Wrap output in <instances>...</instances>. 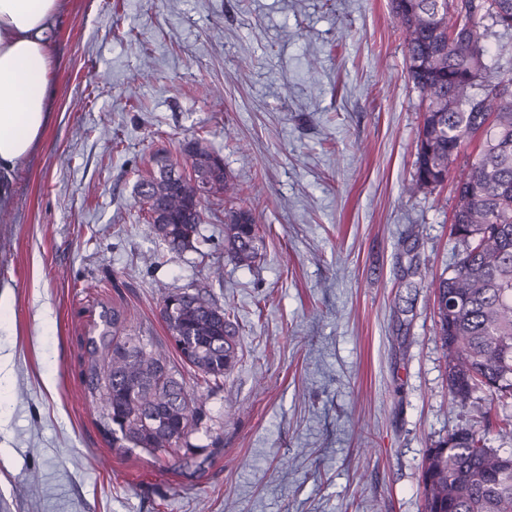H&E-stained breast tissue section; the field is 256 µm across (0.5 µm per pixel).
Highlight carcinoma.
Wrapping results in <instances>:
<instances>
[{
	"label": "carcinoma",
	"mask_w": 512,
	"mask_h": 512,
	"mask_svg": "<svg viewBox=\"0 0 512 512\" xmlns=\"http://www.w3.org/2000/svg\"><path fill=\"white\" fill-rule=\"evenodd\" d=\"M409 80L419 92L423 120L416 141L413 194L433 191L459 162L450 236L457 259L436 283L437 334L446 351L448 393L470 423L429 450L423 468L425 512H512V454L488 446L495 428L512 433V70L487 63L485 38L512 32V0H391ZM478 151L465 153L473 137ZM175 185L166 195L141 192L144 204L167 212L154 229L173 251L195 248ZM260 227L251 212L230 211L224 253L239 266L259 256ZM161 310L167 332L184 338L176 352L209 391L224 386L237 359L231 312L198 292H169ZM122 313L112 310V333L91 344L88 370L96 381L112 444L141 448L155 458L189 445L205 413L165 352L139 336H119ZM131 342L126 353L120 342Z\"/></svg>",
	"instance_id": "obj_1"
}]
</instances>
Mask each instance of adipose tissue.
Returning a JSON list of instances; mask_svg holds the SVG:
<instances>
[{
  "instance_id": "obj_1",
  "label": "adipose tissue",
  "mask_w": 512,
  "mask_h": 512,
  "mask_svg": "<svg viewBox=\"0 0 512 512\" xmlns=\"http://www.w3.org/2000/svg\"><path fill=\"white\" fill-rule=\"evenodd\" d=\"M59 0H0V204L11 173L43 137L51 81L49 33Z\"/></svg>"
}]
</instances>
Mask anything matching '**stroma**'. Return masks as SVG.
<instances>
[{
	"label": "stroma",
	"instance_id": "obj_1",
	"mask_svg": "<svg viewBox=\"0 0 512 512\" xmlns=\"http://www.w3.org/2000/svg\"><path fill=\"white\" fill-rule=\"evenodd\" d=\"M48 128L0 207V512H424L448 394L436 281L452 188L404 191L420 98L390 0H61ZM198 139L239 188L169 251L139 181ZM261 258L224 256L225 209ZM234 311L210 432L117 453L86 339L120 310L167 345L163 289Z\"/></svg>",
	"mask_w": 512,
	"mask_h": 512
}]
</instances>
